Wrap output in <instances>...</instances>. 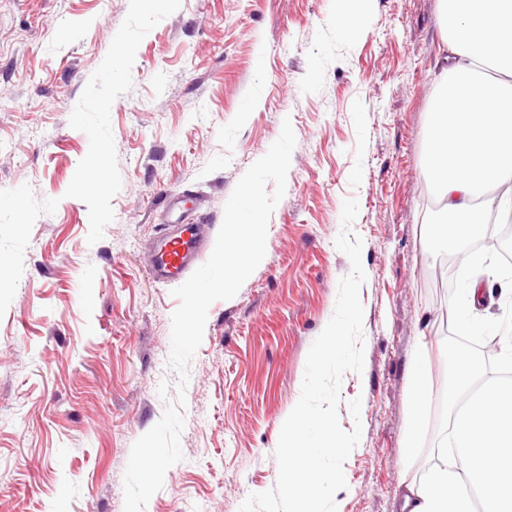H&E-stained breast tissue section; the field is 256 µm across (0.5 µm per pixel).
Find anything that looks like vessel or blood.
I'll list each match as a JSON object with an SVG mask.
<instances>
[{
  "mask_svg": "<svg viewBox=\"0 0 512 512\" xmlns=\"http://www.w3.org/2000/svg\"><path fill=\"white\" fill-rule=\"evenodd\" d=\"M210 224H180L175 229H161L151 253L150 272L155 281L168 282L181 279L200 264Z\"/></svg>",
  "mask_w": 512,
  "mask_h": 512,
  "instance_id": "1",
  "label": "vessel or blood"
}]
</instances>
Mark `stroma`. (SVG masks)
Here are the masks:
<instances>
[{
  "mask_svg": "<svg viewBox=\"0 0 512 512\" xmlns=\"http://www.w3.org/2000/svg\"><path fill=\"white\" fill-rule=\"evenodd\" d=\"M442 64L440 0H371L359 31L336 0H0V512H239L274 488L282 425L351 270L335 241L352 197L365 351L339 420L362 435L335 500L404 512L447 433L456 333L424 248ZM286 120L296 144L265 257L210 306L179 388V301L147 266L164 200L190 195L181 222L221 227ZM423 332L432 395L411 455Z\"/></svg>",
  "mask_w": 512,
  "mask_h": 512,
  "instance_id": "35a3bbf8",
  "label": "stroma"
}]
</instances>
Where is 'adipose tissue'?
I'll return each mask as SVG.
<instances>
[{
	"label": "adipose tissue",
	"instance_id": "adipose-tissue-1",
	"mask_svg": "<svg viewBox=\"0 0 512 512\" xmlns=\"http://www.w3.org/2000/svg\"><path fill=\"white\" fill-rule=\"evenodd\" d=\"M448 64L436 85L424 180L442 204L434 253L460 250L494 216L512 215V0H441ZM471 282L449 313L460 335L488 322L473 314ZM480 363L458 353L442 394L452 414L453 454L409 492L410 512H512V384L478 386Z\"/></svg>",
	"mask_w": 512,
	"mask_h": 512
}]
</instances>
